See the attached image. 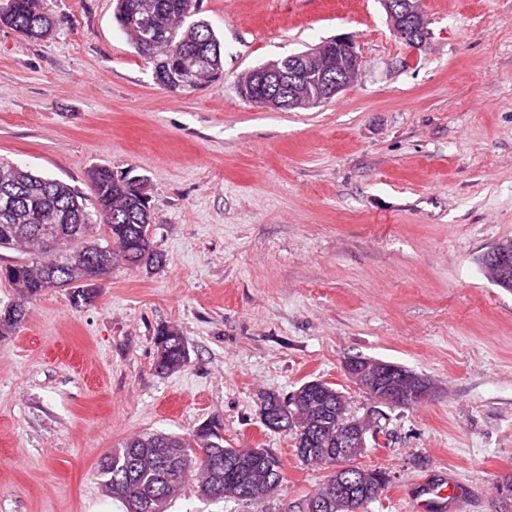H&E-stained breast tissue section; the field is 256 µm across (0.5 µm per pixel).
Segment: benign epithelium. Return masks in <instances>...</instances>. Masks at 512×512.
I'll return each instance as SVG.
<instances>
[{
	"label": "benign epithelium",
	"instance_id": "benign-epithelium-1",
	"mask_svg": "<svg viewBox=\"0 0 512 512\" xmlns=\"http://www.w3.org/2000/svg\"><path fill=\"white\" fill-rule=\"evenodd\" d=\"M393 30L409 46H420L426 37L425 20L418 9L417 0H383ZM330 42H323L316 47L300 54L291 55L282 61H275L255 69L258 82L255 90L239 88L243 97L253 103H261L266 107L279 108H311L334 98L349 86V80L356 76L361 66V58L355 48L336 57V76L329 77L318 71L313 62L323 57ZM317 80L318 95L312 97L308 93L307 83ZM512 267L508 260L500 255L493 256L487 266L486 274L491 281L506 278ZM345 373L356 386L372 390L373 398L385 405H396L403 402V383L399 380H384L390 369L381 363L367 369V364L351 359L345 363ZM376 433V425L369 418L354 419L339 432V447L343 448V464L366 447L367 433Z\"/></svg>",
	"mask_w": 512,
	"mask_h": 512
}]
</instances>
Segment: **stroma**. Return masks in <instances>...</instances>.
I'll return each instance as SVG.
<instances>
[{"label": "stroma", "instance_id": "stroma-1", "mask_svg": "<svg viewBox=\"0 0 512 512\" xmlns=\"http://www.w3.org/2000/svg\"><path fill=\"white\" fill-rule=\"evenodd\" d=\"M49 38L0 25V156L94 204L87 171L147 180L155 268L116 266L74 308L53 288L0 340V512H123L96 472L128 437L216 420L228 448L283 463L269 512L314 491L265 399L311 380L380 429L358 463L390 483L367 512H426L417 481L464 493L445 512H503L512 475V292L480 257L512 240V0H419L416 52L382 0H198L224 76L171 93L118 27L113 0H46ZM336 37L357 81L310 109L265 110L242 72ZM176 328L190 360L154 369ZM428 378L430 397L376 403L348 358Z\"/></svg>", "mask_w": 512, "mask_h": 512}]
</instances>
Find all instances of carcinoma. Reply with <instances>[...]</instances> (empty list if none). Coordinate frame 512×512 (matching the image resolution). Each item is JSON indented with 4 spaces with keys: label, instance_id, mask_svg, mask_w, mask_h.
Returning <instances> with one entry per match:
<instances>
[{
    "label": "carcinoma",
    "instance_id": "obj_1",
    "mask_svg": "<svg viewBox=\"0 0 512 512\" xmlns=\"http://www.w3.org/2000/svg\"><path fill=\"white\" fill-rule=\"evenodd\" d=\"M196 0H116L115 15L137 53L153 65L155 79L166 88L196 82L212 84L223 76L224 45L203 19L188 20ZM0 22L33 39L51 36L54 27L45 0H0ZM166 37L171 46L156 44ZM0 249L23 258L0 266V280L15 300L0 310V339L14 335L32 305L50 288H68L74 307L93 301L92 282L112 274L121 261L132 267L154 268L162 262L150 233L154 210L146 204L144 183L117 177L105 165L87 172L95 198L88 210L84 198L67 183L35 174L0 156ZM155 369L180 371L189 350L175 329L155 337ZM283 409L300 413L275 422L274 430L292 431L297 456L304 462L336 468V430L352 418L346 396L319 382ZM103 487L125 512H167L171 501L191 482L205 499L263 504L282 481V463L269 450L259 457L251 449L226 448L219 424L209 422L193 436L143 433L129 437L100 461ZM389 484L386 471L353 465L332 472L304 502L323 503L320 512H355L377 501Z\"/></svg>",
    "mask_w": 512,
    "mask_h": 512
}]
</instances>
